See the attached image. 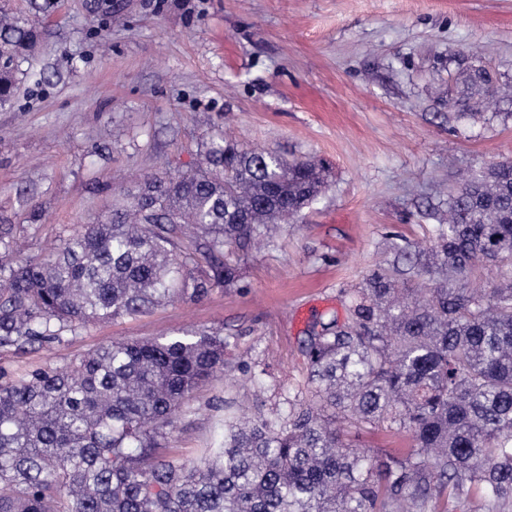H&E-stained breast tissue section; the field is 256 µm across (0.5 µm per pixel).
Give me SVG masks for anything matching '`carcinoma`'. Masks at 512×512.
Masks as SVG:
<instances>
[{"label": "carcinoma", "instance_id": "1", "mask_svg": "<svg viewBox=\"0 0 512 512\" xmlns=\"http://www.w3.org/2000/svg\"><path fill=\"white\" fill-rule=\"evenodd\" d=\"M40 39L0 7V107ZM512 99L483 66L448 81V120ZM329 170L222 136L194 169L154 173L74 231L23 257L0 225V347H43L90 324L235 288L224 253L270 243L325 192ZM428 240L390 235L349 293L316 320L306 385L285 409L225 404L224 446L162 452L178 413L224 373L230 340L186 330L118 339L63 367L0 375V512H512V158L473 170ZM358 432H405L402 454Z\"/></svg>", "mask_w": 512, "mask_h": 512}]
</instances>
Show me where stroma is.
Wrapping results in <instances>:
<instances>
[{"label": "stroma", "mask_w": 512, "mask_h": 512, "mask_svg": "<svg viewBox=\"0 0 512 512\" xmlns=\"http://www.w3.org/2000/svg\"><path fill=\"white\" fill-rule=\"evenodd\" d=\"M40 6L37 49L0 108V222L27 256L143 174L189 171L212 136L322 158L326 191L241 260L235 288L65 336L0 349V372L64 365L120 338L217 328L228 367L196 394L169 453L224 440V401L274 407L303 387L306 331L344 311L389 232L428 239L431 210L467 171L512 157V104L487 123L448 120L460 63L512 83V0H11Z\"/></svg>", "instance_id": "1"}]
</instances>
